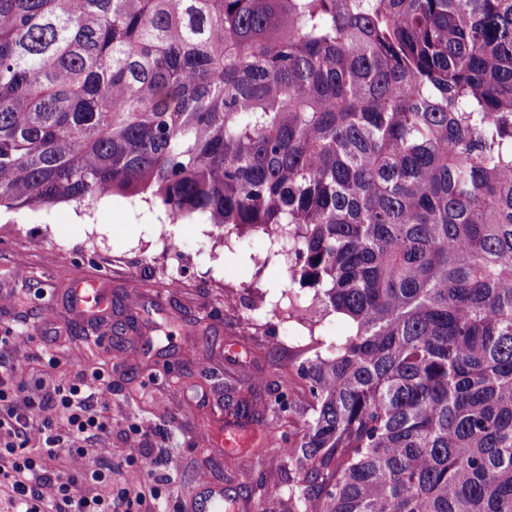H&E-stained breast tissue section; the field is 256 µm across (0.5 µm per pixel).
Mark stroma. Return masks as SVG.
Segmentation results:
<instances>
[{"label": "stroma", "instance_id": "stroma-1", "mask_svg": "<svg viewBox=\"0 0 512 512\" xmlns=\"http://www.w3.org/2000/svg\"><path fill=\"white\" fill-rule=\"evenodd\" d=\"M170 240L176 251H165ZM277 248L260 231L220 240L205 219L172 221L137 198L1 211L0 334L22 340L0 348V366L15 367L21 399L38 394L49 372L103 376L109 425L87 446L111 448L114 490L142 469L144 512H189L204 478L257 512L260 481L287 485L288 471L274 466L280 446L263 436L251 380L276 385L311 340L349 332L333 315L312 333L274 316L288 291V260ZM258 255L269 263L257 266ZM79 284L102 292V311L76 307ZM134 294L150 316L133 313ZM138 426L149 438H137ZM230 426L255 431L258 454H226L218 432Z\"/></svg>", "mask_w": 512, "mask_h": 512}]
</instances>
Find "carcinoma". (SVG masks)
<instances>
[{"instance_id":"1","label":"carcinoma","mask_w":512,"mask_h":512,"mask_svg":"<svg viewBox=\"0 0 512 512\" xmlns=\"http://www.w3.org/2000/svg\"><path fill=\"white\" fill-rule=\"evenodd\" d=\"M114 195L350 321L263 402L266 498L512 512V0H0V208Z\"/></svg>"}]
</instances>
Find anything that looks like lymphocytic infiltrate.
Listing matches in <instances>:
<instances>
[{
  "label": "lymphocytic infiltrate",
  "mask_w": 512,
  "mask_h": 512,
  "mask_svg": "<svg viewBox=\"0 0 512 512\" xmlns=\"http://www.w3.org/2000/svg\"><path fill=\"white\" fill-rule=\"evenodd\" d=\"M11 370L0 371V484L10 487L15 512H140L144 496L139 486L112 490V469L93 466L82 441L106 428L101 413L110 397L100 380H57L39 399L17 406L7 386ZM55 408L66 418V431L53 429L45 414ZM37 434L40 446L31 454L19 453L17 439ZM67 456L69 476L37 473L38 463ZM95 481L99 489L88 497L78 492L77 478Z\"/></svg>",
  "instance_id": "1"
}]
</instances>
